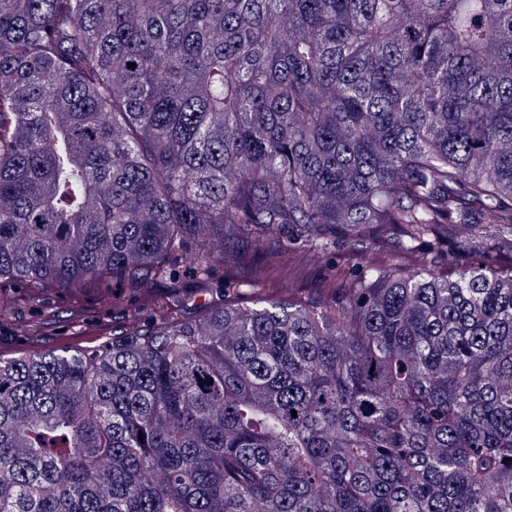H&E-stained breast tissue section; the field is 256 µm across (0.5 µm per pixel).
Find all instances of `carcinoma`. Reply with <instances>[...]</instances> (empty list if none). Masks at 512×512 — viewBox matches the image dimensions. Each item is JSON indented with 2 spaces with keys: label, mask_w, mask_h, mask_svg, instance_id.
I'll list each match as a JSON object with an SVG mask.
<instances>
[{
  "label": "carcinoma",
  "mask_w": 512,
  "mask_h": 512,
  "mask_svg": "<svg viewBox=\"0 0 512 512\" xmlns=\"http://www.w3.org/2000/svg\"><path fill=\"white\" fill-rule=\"evenodd\" d=\"M114 282L0 512H512V0H0V326Z\"/></svg>",
  "instance_id": "1"
}]
</instances>
